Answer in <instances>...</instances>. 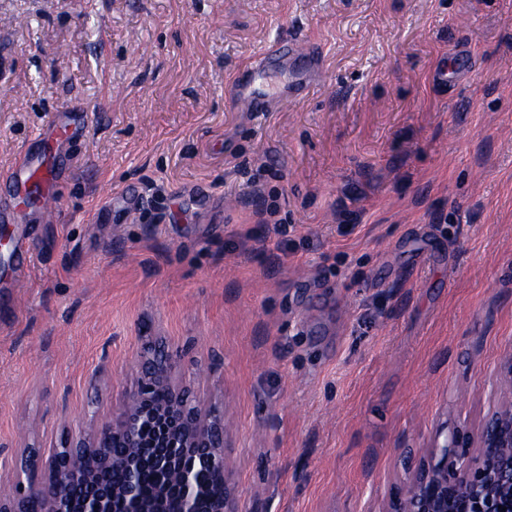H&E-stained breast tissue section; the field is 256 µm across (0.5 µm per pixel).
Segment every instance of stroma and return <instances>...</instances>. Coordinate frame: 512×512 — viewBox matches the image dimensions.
<instances>
[{
	"label": "stroma",
	"instance_id": "1",
	"mask_svg": "<svg viewBox=\"0 0 512 512\" xmlns=\"http://www.w3.org/2000/svg\"><path fill=\"white\" fill-rule=\"evenodd\" d=\"M292 37L316 85L239 111ZM64 108L56 218L0 264V482L110 419L149 342L223 405L239 512H387L512 400V0H0V173ZM287 52L288 55L292 54L297 58H306L308 60L307 71L302 75L294 77L296 84L303 87L304 84L313 82L322 65V61L314 46L308 42L281 43L275 50H266L259 60L250 64L251 77L249 81L245 83L235 82V104L237 108L247 112H267L264 105V97L256 91V80L264 78L270 70L272 63L281 60Z\"/></svg>",
	"mask_w": 512,
	"mask_h": 512
}]
</instances>
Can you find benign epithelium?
<instances>
[{
  "mask_svg": "<svg viewBox=\"0 0 512 512\" xmlns=\"http://www.w3.org/2000/svg\"><path fill=\"white\" fill-rule=\"evenodd\" d=\"M176 367L165 347L145 346L116 415L45 460L23 454L20 469L40 465L45 477L9 484L0 493V512H236L224 407L193 405L174 381ZM113 443L125 452H111ZM200 467L210 482H201ZM150 468L167 480L147 495L143 473ZM78 481L89 491L72 505L67 491ZM389 512H512V403L485 419L473 463L460 437L440 427L429 462Z\"/></svg>",
  "mask_w": 512,
  "mask_h": 512,
  "instance_id": "1",
  "label": "benign epithelium"
}]
</instances>
